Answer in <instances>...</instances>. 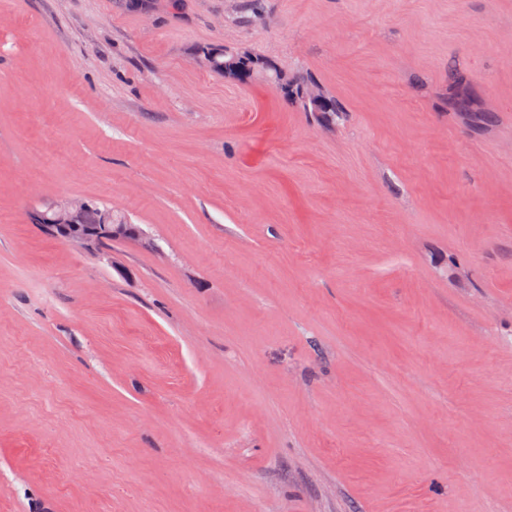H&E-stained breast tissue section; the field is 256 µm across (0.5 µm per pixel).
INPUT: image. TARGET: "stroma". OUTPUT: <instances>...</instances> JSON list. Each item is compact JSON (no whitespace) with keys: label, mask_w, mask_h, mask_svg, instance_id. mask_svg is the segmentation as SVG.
<instances>
[{"label":"stroma","mask_w":512,"mask_h":512,"mask_svg":"<svg viewBox=\"0 0 512 512\" xmlns=\"http://www.w3.org/2000/svg\"><path fill=\"white\" fill-rule=\"evenodd\" d=\"M70 198L145 242L31 223ZM33 493L512 512V0H0V512Z\"/></svg>","instance_id":"1"}]
</instances>
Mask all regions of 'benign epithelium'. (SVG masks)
<instances>
[{"label":"benign epithelium","mask_w":512,"mask_h":512,"mask_svg":"<svg viewBox=\"0 0 512 512\" xmlns=\"http://www.w3.org/2000/svg\"><path fill=\"white\" fill-rule=\"evenodd\" d=\"M32 217L55 227L59 239L68 244L83 243L92 235L103 238L126 232V225L112 223L110 217L81 199L61 200L46 210L32 211Z\"/></svg>","instance_id":"obj_1"}]
</instances>
